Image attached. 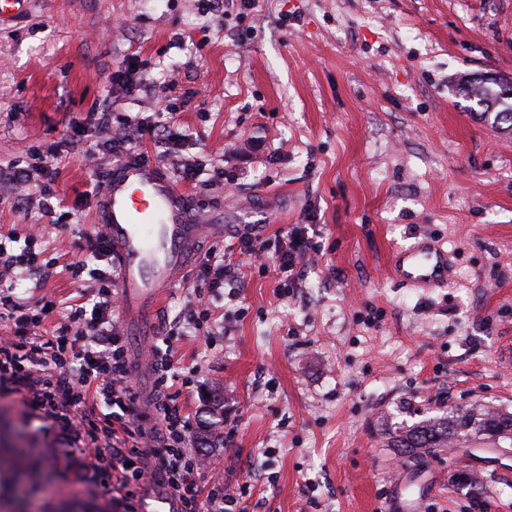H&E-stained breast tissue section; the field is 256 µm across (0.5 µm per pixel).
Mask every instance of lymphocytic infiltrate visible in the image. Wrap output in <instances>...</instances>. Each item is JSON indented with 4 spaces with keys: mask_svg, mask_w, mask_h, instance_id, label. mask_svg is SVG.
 <instances>
[{
    "mask_svg": "<svg viewBox=\"0 0 512 512\" xmlns=\"http://www.w3.org/2000/svg\"><path fill=\"white\" fill-rule=\"evenodd\" d=\"M81 128L98 135L86 150L90 161L136 151L143 140L150 139L162 147L181 181H197L204 171L202 160L180 157L181 133L160 124L154 116H139L115 128L109 112H90ZM50 177L45 156L38 155L30 162L14 161L0 180L17 187L40 182L39 205L44 215L51 217L55 208L52 190L46 184ZM238 251L247 259L271 254L278 292L285 296L299 280L303 263L313 258L318 248L307 227L297 224L271 240L244 234L238 239ZM92 255L97 268L87 269L82 262L71 266L73 275L88 273L89 285L95 290L91 306H72L61 335L38 336L34 330L42 324L44 312L28 307L12 289L18 276L41 271L42 266L30 251L14 255L0 242V321L10 326L9 335L0 337V381L28 396L50 419L52 428L72 437L83 455L80 482L114 486L113 512H139L140 489L149 478L166 484L179 500L180 512H241L239 504L246 487L233 489L217 483L203 490L195 481L202 460L187 446L193 424L177 403L180 374L172 360L171 338H162L148 348L156 375L155 411L161 425L145 428L137 415V383L114 314L115 275L104 268L110 260L104 233H96ZM240 269V264L225 261L220 250L209 251L198 273L201 286L176 323L178 335L199 332L200 318L207 310L205 293L233 284ZM91 398L103 404V413L92 418L79 415V408ZM147 438L157 442L150 457L141 448Z\"/></svg>",
    "mask_w": 512,
    "mask_h": 512,
    "instance_id": "obj_1",
    "label": "lymphocytic infiltrate"
}]
</instances>
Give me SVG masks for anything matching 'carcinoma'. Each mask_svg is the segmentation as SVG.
<instances>
[{"instance_id": "1", "label": "carcinoma", "mask_w": 512, "mask_h": 512, "mask_svg": "<svg viewBox=\"0 0 512 512\" xmlns=\"http://www.w3.org/2000/svg\"><path fill=\"white\" fill-rule=\"evenodd\" d=\"M506 86L512 90V84L506 79L498 84L480 78L467 79L460 83L459 93L476 102L481 108L480 116L487 124L512 133V94L504 92ZM221 423L217 414H212V419L202 428L198 444L206 445L223 439L224 434L219 432ZM477 437L494 442L512 441V412L490 411L478 405L450 406L439 415L425 417L411 426L395 430L392 442L402 452L411 453L420 448H437L450 440L460 443Z\"/></svg>"}]
</instances>
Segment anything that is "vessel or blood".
<instances>
[{"label":"vessel or blood","mask_w":512,"mask_h":512,"mask_svg":"<svg viewBox=\"0 0 512 512\" xmlns=\"http://www.w3.org/2000/svg\"><path fill=\"white\" fill-rule=\"evenodd\" d=\"M94 208L119 272L122 321L130 336L142 339L168 288L184 280L203 227L186 192L161 167L132 154L113 162ZM449 264L447 250L424 238L393 252L390 274L409 287L439 288Z\"/></svg>","instance_id":"b4317fda"}]
</instances>
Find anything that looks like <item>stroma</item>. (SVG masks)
I'll return each mask as SVG.
<instances>
[{
  "label": "stroma",
  "instance_id": "1",
  "mask_svg": "<svg viewBox=\"0 0 512 512\" xmlns=\"http://www.w3.org/2000/svg\"><path fill=\"white\" fill-rule=\"evenodd\" d=\"M136 58L129 96L112 74ZM512 81V0H255L204 14L197 0H31L0 22V164L47 153L49 223L0 186V233L31 239L48 277L13 293L66 320L91 257L105 168L74 132L158 113L183 152L239 187L187 186L195 213L224 227L237 257L251 227L270 237L317 224L319 253L293 293L271 259L244 266L236 295L209 300L212 338L182 336L195 371L178 399L194 430L214 408L224 442L199 449L197 483L248 484L245 512H512V443L456 444L412 458L389 430L438 408L512 412V135L482 122L452 85ZM424 234L447 248V287L409 288L391 255ZM22 394L0 389V512H111L103 487L75 482L68 437L45 432Z\"/></svg>",
  "mask_w": 512,
  "mask_h": 512
}]
</instances>
